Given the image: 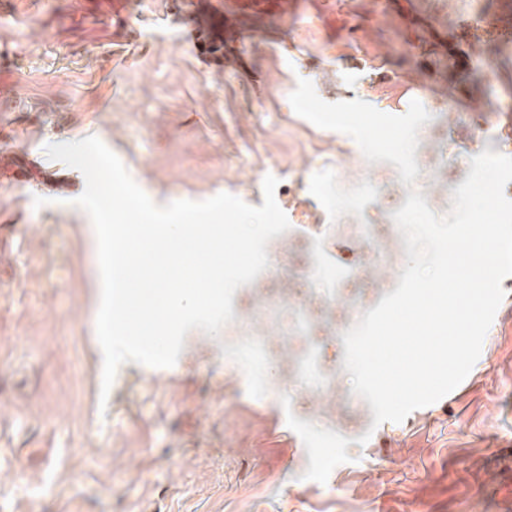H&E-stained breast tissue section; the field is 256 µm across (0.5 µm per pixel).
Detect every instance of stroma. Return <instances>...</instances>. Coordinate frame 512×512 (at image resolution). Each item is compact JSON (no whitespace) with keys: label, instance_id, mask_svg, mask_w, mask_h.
Instances as JSON below:
<instances>
[{"label":"stroma","instance_id":"1","mask_svg":"<svg viewBox=\"0 0 512 512\" xmlns=\"http://www.w3.org/2000/svg\"><path fill=\"white\" fill-rule=\"evenodd\" d=\"M302 0L301 13L240 14L224 44L236 66H206L177 26H145L162 0H11L0 15V153L98 137L157 204L250 195L266 175L289 209L267 268L233 296L218 335L189 332L176 364L120 367L101 398L100 273L82 173L46 159L15 185L0 170V512H512V298L503 299L463 391L375 423L352 391L343 334L393 292L407 261L392 216L410 190L394 164L297 115L299 80L384 113L420 100L431 119L415 152L418 190L439 215L483 150L512 157V62L451 88L487 43L482 22L512 0ZM144 44L124 55L128 29ZM294 39L301 55L281 43ZM381 72L356 69L361 49ZM345 245L352 259L342 260ZM351 269L334 299L304 278ZM280 310L277 322L261 317ZM265 339L260 368L235 361ZM316 352L322 387L300 373ZM289 405H282V398ZM348 438L349 462L304 479L288 415ZM366 444H359V437Z\"/></svg>","mask_w":512,"mask_h":512}]
</instances>
